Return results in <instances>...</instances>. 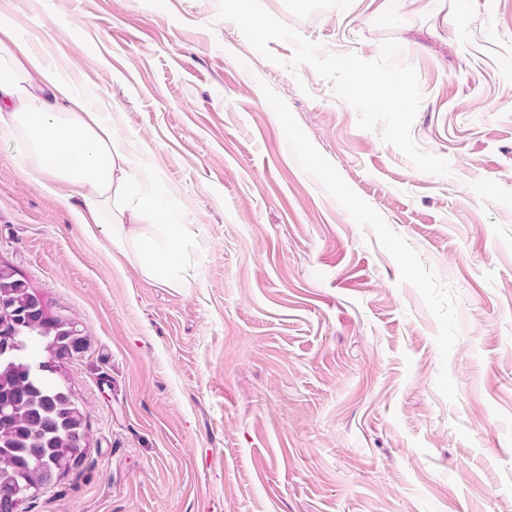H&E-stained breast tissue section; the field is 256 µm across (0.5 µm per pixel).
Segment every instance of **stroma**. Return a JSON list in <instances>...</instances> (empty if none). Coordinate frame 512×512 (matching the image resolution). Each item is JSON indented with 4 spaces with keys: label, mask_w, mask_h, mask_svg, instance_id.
<instances>
[{
    "label": "stroma",
    "mask_w": 512,
    "mask_h": 512,
    "mask_svg": "<svg viewBox=\"0 0 512 512\" xmlns=\"http://www.w3.org/2000/svg\"><path fill=\"white\" fill-rule=\"evenodd\" d=\"M263 5L327 53L396 40L450 173L217 0H0L184 229L181 287L114 267L0 140V262L85 338L89 450L23 512H512V0Z\"/></svg>",
    "instance_id": "1"
}]
</instances>
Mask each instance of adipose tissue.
<instances>
[{
	"label": "adipose tissue",
	"mask_w": 512,
	"mask_h": 512,
	"mask_svg": "<svg viewBox=\"0 0 512 512\" xmlns=\"http://www.w3.org/2000/svg\"><path fill=\"white\" fill-rule=\"evenodd\" d=\"M0 138L17 142L32 173L75 201L87 232L106 230L112 261L128 255L126 217L154 216L158 232L141 237L142 265L155 279L177 276L182 230L166 221L145 190L148 169L116 136L106 113L45 56L32 50L8 21L0 22Z\"/></svg>",
	"instance_id": "obj_1"
}]
</instances>
